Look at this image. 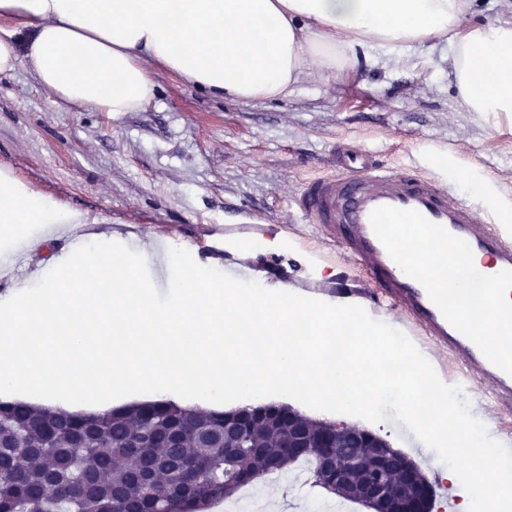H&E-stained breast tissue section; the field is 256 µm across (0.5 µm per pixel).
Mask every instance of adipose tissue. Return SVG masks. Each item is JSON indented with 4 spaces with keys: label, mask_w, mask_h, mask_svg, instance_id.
I'll use <instances>...</instances> for the list:
<instances>
[{
    "label": "adipose tissue",
    "mask_w": 512,
    "mask_h": 512,
    "mask_svg": "<svg viewBox=\"0 0 512 512\" xmlns=\"http://www.w3.org/2000/svg\"><path fill=\"white\" fill-rule=\"evenodd\" d=\"M470 0H0V74L26 59L54 98L120 116L155 96L154 69L242 103L287 96L320 62L340 81L360 49L401 53L448 42L469 112L512 122V21L469 22ZM87 216L36 194L0 168V238L19 226L57 233Z\"/></svg>",
    "instance_id": "adipose-tissue-1"
}]
</instances>
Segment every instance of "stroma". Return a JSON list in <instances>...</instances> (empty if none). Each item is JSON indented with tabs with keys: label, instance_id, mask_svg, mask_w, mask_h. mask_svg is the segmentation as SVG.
Returning a JSON list of instances; mask_svg holds the SVG:
<instances>
[{
	"label": "stroma",
	"instance_id": "1",
	"mask_svg": "<svg viewBox=\"0 0 512 512\" xmlns=\"http://www.w3.org/2000/svg\"><path fill=\"white\" fill-rule=\"evenodd\" d=\"M155 78L154 100L115 118L53 102L27 64L0 75V167L89 218L50 240L30 226L22 243L0 242V294L34 270L49 272L73 237L105 233L135 251L153 238L170 247L206 241L239 223L241 247L212 256L210 267L245 265L261 285L276 278L313 298L334 286L344 303L372 310L375 286L360 262L324 245L295 210L304 180L325 172L342 143L365 148L393 169L445 177L458 197L512 226V124L464 109L443 41L415 44L400 56L370 48L347 80L311 75L286 97L248 104L163 71ZM486 177L488 192L470 188ZM270 229L292 235L287 254L255 250ZM311 256L320 257L325 277L313 273ZM365 427L409 450L436 499H447L434 450L414 444L394 418ZM308 479L293 465L287 476L245 486L231 501L239 512H318L284 493Z\"/></svg>",
	"mask_w": 512,
	"mask_h": 512
}]
</instances>
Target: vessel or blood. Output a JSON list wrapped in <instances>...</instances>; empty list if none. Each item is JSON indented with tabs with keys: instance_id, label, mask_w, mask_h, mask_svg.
Segmentation results:
<instances>
[{
	"instance_id": "obj_1",
	"label": "vessel or blood",
	"mask_w": 512,
	"mask_h": 512,
	"mask_svg": "<svg viewBox=\"0 0 512 512\" xmlns=\"http://www.w3.org/2000/svg\"><path fill=\"white\" fill-rule=\"evenodd\" d=\"M383 206L417 211L465 240L485 275L512 269V228L491 223L477 207L455 196L447 181L420 169L383 167L371 152L353 146L337 148L333 168L309 178L296 199L303 220L362 264L404 325L449 361L465 366L469 381L488 389L498 406L512 408V375L447 321L425 287L391 259L376 236L370 215Z\"/></svg>"
}]
</instances>
